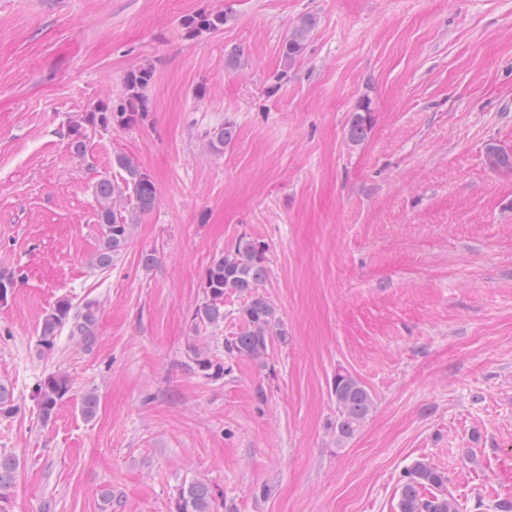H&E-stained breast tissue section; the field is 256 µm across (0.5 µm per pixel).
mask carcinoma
I'll use <instances>...</instances> for the list:
<instances>
[{
	"instance_id": "1",
	"label": "carcinoma",
	"mask_w": 512,
	"mask_h": 512,
	"mask_svg": "<svg viewBox=\"0 0 512 512\" xmlns=\"http://www.w3.org/2000/svg\"><path fill=\"white\" fill-rule=\"evenodd\" d=\"M227 21V14L216 10L188 16L182 20V26L186 35L196 36L219 31ZM317 25L318 18L313 13L298 18L282 44L284 66H292L302 56ZM153 79L154 69L150 64L131 71L125 82V97L118 104L104 103L97 111L86 114L70 126L71 148L79 154L84 152L86 126L125 128L144 119L145 92ZM369 125V107L361 104L351 116L347 139L353 144L362 142ZM235 133L236 126L229 120L213 129L208 135L210 150L217 154L224 152V147L232 141ZM486 159L493 170L512 171V152L491 144L486 149ZM113 163L125 173L122 181L114 182L104 177L96 186L97 222L101 228L102 243L92 256L90 266L101 272L112 268L129 243L132 225L153 210L158 202L154 182L133 159L118 154ZM267 273L264 245L247 237L235 240L212 260L205 271L204 298L192 314L194 328H220L224 325V296L234 293L246 297L247 301L239 311L244 327L238 335L225 341L224 350L263 363L270 338L285 335L282 323L276 318L275 308L259 292ZM99 314L100 302L96 299L84 300L77 309L66 297L57 300L39 324L36 351L40 355L52 351L57 336L65 329L84 345H91L97 333ZM193 364L209 378L224 376V361L197 348L193 349ZM69 391V380L63 374H51L44 379L37 388V406L42 420H50ZM331 394L336 405V441L342 444L362 429L375 409V400L366 385L348 371L336 372ZM97 406L96 393L87 392L82 396L80 410L85 419L95 418ZM18 409L13 389L0 381V416L9 417ZM18 473V461L11 455L0 453V512H9L7 505ZM212 503L213 492L209 485L201 480H192L180 487L173 512H211ZM398 512H459V506L448 495L445 474L430 462L418 460L406 472Z\"/></svg>"
}]
</instances>
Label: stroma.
Masks as SVG:
<instances>
[{
    "instance_id": "1",
    "label": "stroma",
    "mask_w": 512,
    "mask_h": 512,
    "mask_svg": "<svg viewBox=\"0 0 512 512\" xmlns=\"http://www.w3.org/2000/svg\"><path fill=\"white\" fill-rule=\"evenodd\" d=\"M224 10L218 32L185 16ZM296 63L281 47L307 12ZM236 65H229L231 53ZM155 68L129 128L69 122L118 103ZM372 123L350 144L361 97ZM233 121L223 153L208 132ZM512 0H0V380L19 410L0 453L19 477L11 512H172L209 484L212 512H397L420 459L448 477L460 512L512 504ZM132 158L158 203L108 272L95 186ZM266 248L263 292L282 319L265 366L225 354L224 325L194 330L217 253ZM155 257L144 266L143 254ZM62 297L100 302L92 346L68 333L39 356L40 320ZM224 360L215 380L192 347ZM358 376L376 408L337 444L331 384ZM70 392L41 422L36 388ZM95 392L93 420L80 411ZM317 25L318 18L313 13H306L298 18L282 44V61L285 67H291L302 56ZM213 492L201 480L184 483L177 494L172 512H211Z\"/></svg>"
}]
</instances>
